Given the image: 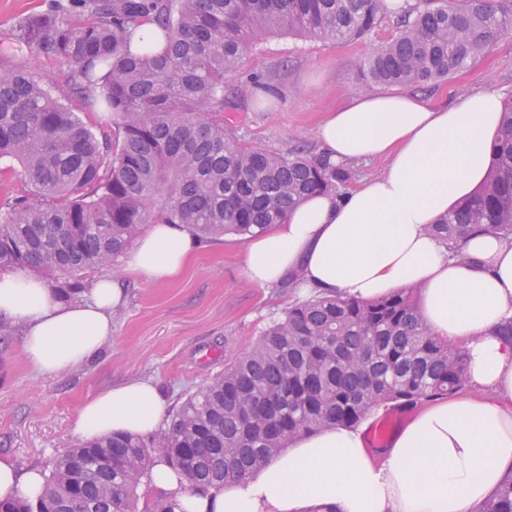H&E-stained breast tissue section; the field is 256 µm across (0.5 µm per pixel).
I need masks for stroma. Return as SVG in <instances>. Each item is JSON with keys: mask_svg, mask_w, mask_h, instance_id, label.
Masks as SVG:
<instances>
[{"mask_svg": "<svg viewBox=\"0 0 512 512\" xmlns=\"http://www.w3.org/2000/svg\"><path fill=\"white\" fill-rule=\"evenodd\" d=\"M52 0H0V71L32 70L47 88L69 93L83 119L112 137L113 117L85 111L74 63L31 50L15 57L19 22L52 9ZM397 34L392 16L368 36L342 42L267 36L243 58L224 85L233 102L224 113L245 143L273 151L303 146L317 151V127L326 112L364 93L356 68ZM271 84L266 94L251 82ZM495 90L512 99V34L498 38L476 64L426 91L434 103H449L476 90ZM186 272L173 281L132 279L123 262L111 269L124 290L112 315V338L97 359L76 370L44 376L21 351L20 328L0 325V456L19 465L52 470L56 457L80 442L74 431L79 407L95 394L133 378L156 382L171 409L223 372L229 359L246 355L262 331L300 298L297 284L275 289L249 284L241 271L245 247L228 234L205 239Z\"/></svg>", "mask_w": 512, "mask_h": 512, "instance_id": "1", "label": "stroma"}]
</instances>
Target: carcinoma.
<instances>
[{
    "mask_svg": "<svg viewBox=\"0 0 512 512\" xmlns=\"http://www.w3.org/2000/svg\"><path fill=\"white\" fill-rule=\"evenodd\" d=\"M398 34L359 63L368 86H434L512 33V0H405ZM29 19L16 40L78 66L89 108L114 112L122 141L83 122L26 68L0 72V160L32 187L0 220V270H29L80 291L87 269L110 268L146 224H185L200 238L245 240L316 194L354 178L301 149L275 152L224 125V80L264 36L342 41L381 22L378 0H68ZM164 48L131 50L144 24ZM512 236V100L483 186L431 232L451 245L476 231ZM468 382L463 350L422 324L406 289L373 301L318 294L288 307L244 357L190 395L145 441H85L59 455L41 498L0 512H137L155 459L189 484L242 481L299 436L355 427L379 408L408 411ZM479 512H512L508 475Z\"/></svg>",
    "mask_w": 512,
    "mask_h": 512,
    "instance_id": "obj_1",
    "label": "carcinoma"
}]
</instances>
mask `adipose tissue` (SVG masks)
<instances>
[{
    "label": "adipose tissue",
    "instance_id": "1",
    "mask_svg": "<svg viewBox=\"0 0 512 512\" xmlns=\"http://www.w3.org/2000/svg\"><path fill=\"white\" fill-rule=\"evenodd\" d=\"M499 93L478 90L436 106L409 92L359 94L329 112L318 152L336 167L384 158L383 175L343 195L307 198L246 244L242 268L261 288L298 277L305 290L369 300L399 288L420 292L430 332L462 347L467 390L417 407L387 448L367 447L358 428L299 437L242 483L205 492L158 461L147 485L172 512H477L512 472V237L477 232L448 249L430 227L472 195L491 165L501 122ZM199 239L183 224H153L130 252L128 273L174 279ZM116 280L65 298L25 271L0 273V320L23 329V353L45 376L95 359L112 337ZM167 401L150 379L104 390L79 408L83 439L151 436ZM45 475L0 457V500L36 501Z\"/></svg>",
    "mask_w": 512,
    "mask_h": 512
}]
</instances>
